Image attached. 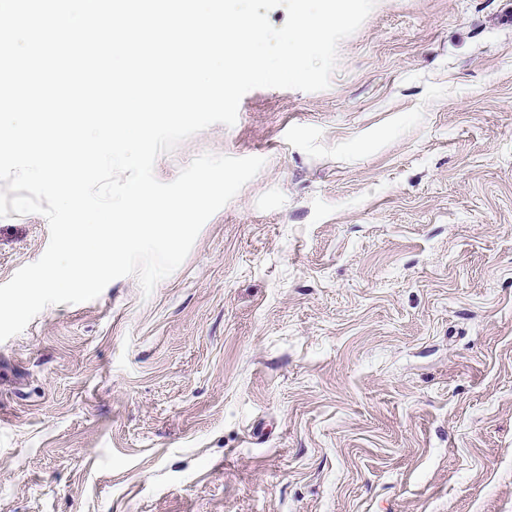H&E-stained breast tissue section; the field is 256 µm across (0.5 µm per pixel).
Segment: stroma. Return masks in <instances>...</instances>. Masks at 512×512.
Masks as SVG:
<instances>
[{
    "label": "stroma",
    "instance_id": "1",
    "mask_svg": "<svg viewBox=\"0 0 512 512\" xmlns=\"http://www.w3.org/2000/svg\"><path fill=\"white\" fill-rule=\"evenodd\" d=\"M511 13L377 0L161 155L265 165L150 296L0 342V512H512ZM48 243L0 218V284Z\"/></svg>",
    "mask_w": 512,
    "mask_h": 512
}]
</instances>
